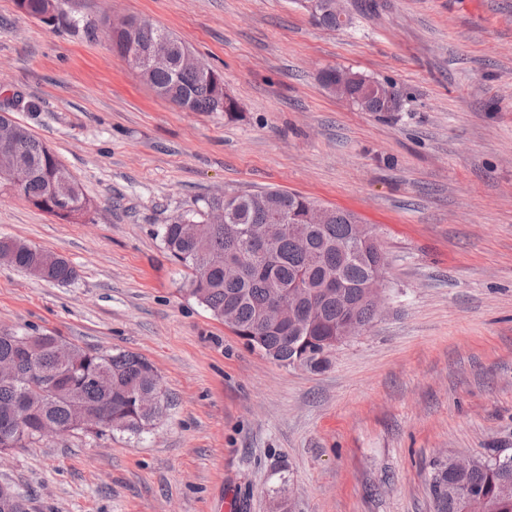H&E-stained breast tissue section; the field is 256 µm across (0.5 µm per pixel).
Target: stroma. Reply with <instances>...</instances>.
<instances>
[{
	"instance_id": "35a3bbf8",
	"label": "stroma",
	"mask_w": 512,
	"mask_h": 512,
	"mask_svg": "<svg viewBox=\"0 0 512 512\" xmlns=\"http://www.w3.org/2000/svg\"><path fill=\"white\" fill-rule=\"evenodd\" d=\"M59 0L48 26L0 0V111L89 203L75 223L0 191V234L78 270L0 265V331L140 354L169 403L150 434L7 451L30 512H432L431 464L512 448V0ZM143 17L224 77L233 114L157 97L105 21ZM336 67L394 84L364 112ZM278 189L373 225L385 314L322 369L247 348L184 288L158 225L204 195ZM1 256H8L4 265L54 284L70 285L78 279L76 268L63 256L32 245L24 240L0 236Z\"/></svg>"
}]
</instances>
